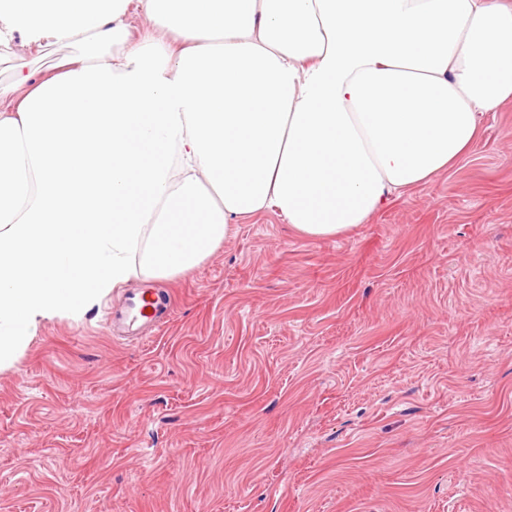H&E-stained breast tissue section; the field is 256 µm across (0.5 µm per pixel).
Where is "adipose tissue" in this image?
I'll return each instance as SVG.
<instances>
[{
    "label": "adipose tissue",
    "mask_w": 512,
    "mask_h": 512,
    "mask_svg": "<svg viewBox=\"0 0 512 512\" xmlns=\"http://www.w3.org/2000/svg\"><path fill=\"white\" fill-rule=\"evenodd\" d=\"M18 34L79 48L0 115V370L243 218L348 233L512 103V0H0Z\"/></svg>",
    "instance_id": "ef3b65f1"
}]
</instances>
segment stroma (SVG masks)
<instances>
[{"label":"stroma","instance_id":"1","mask_svg":"<svg viewBox=\"0 0 512 512\" xmlns=\"http://www.w3.org/2000/svg\"><path fill=\"white\" fill-rule=\"evenodd\" d=\"M76 44H0V84ZM170 296L145 344L108 312ZM0 512H512V103L346 235L274 213L43 322L0 371Z\"/></svg>","mask_w":512,"mask_h":512}]
</instances>
